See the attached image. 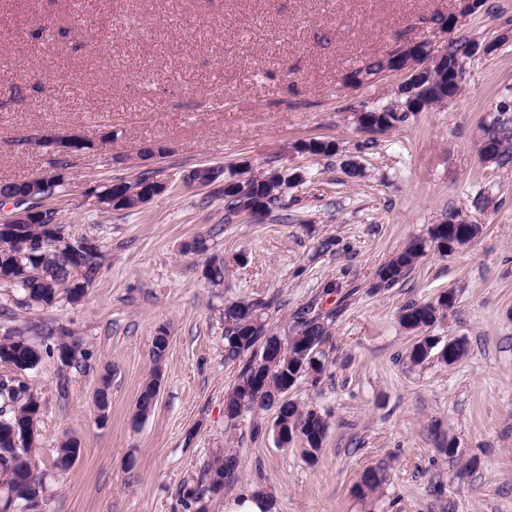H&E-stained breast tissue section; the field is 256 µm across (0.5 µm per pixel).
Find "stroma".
I'll list each match as a JSON object with an SVG mask.
<instances>
[{
  "label": "stroma",
  "mask_w": 512,
  "mask_h": 512,
  "mask_svg": "<svg viewBox=\"0 0 512 512\" xmlns=\"http://www.w3.org/2000/svg\"><path fill=\"white\" fill-rule=\"evenodd\" d=\"M437 14L455 17L451 32L431 24ZM452 38L495 49L466 61L451 102L363 132L358 112L394 102L402 77L353 87L347 72L403 43L440 50ZM510 94L512 0L474 11L463 0H0V183L47 168L41 136L89 139L49 204L71 238L104 253L79 303L28 309L17 289L0 288V337L42 347L46 325L88 353L79 368L47 356L19 374L0 363V378L19 376L41 403L37 468L52 469L64 437L81 444L43 512H186L182 487L225 453L238 472L206 494L207 512L246 492L265 496L269 512H512V165L481 156L492 109ZM312 138L335 140L337 154L298 153ZM147 147L156 157H143ZM201 165L298 177L271 214L229 218L223 182L183 183ZM145 170L168 188L138 210L104 213L87 193ZM455 215L480 234L448 255L426 247L403 280L380 285L395 253ZM198 236L207 251L186 252ZM214 258L219 288L204 277ZM446 291L453 308L424 333L466 353L412 365L416 334L400 312ZM234 301L259 304L267 332L284 339L302 310L322 315L324 370L287 394L329 424L316 463L302 443L278 445L275 408L227 420L242 367L224 358ZM161 329L158 401L136 426ZM371 468L384 481L361 489Z\"/></svg>",
  "instance_id": "1"
}]
</instances>
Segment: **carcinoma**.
<instances>
[{
    "instance_id": "cac0c4a2",
    "label": "carcinoma",
    "mask_w": 512,
    "mask_h": 512,
    "mask_svg": "<svg viewBox=\"0 0 512 512\" xmlns=\"http://www.w3.org/2000/svg\"><path fill=\"white\" fill-rule=\"evenodd\" d=\"M476 55L474 43L467 40H453L448 44L446 57L439 65L440 79L432 88L433 104L445 103L454 98L460 89L463 63ZM390 69V58L385 55L361 67L353 69V76L361 78V83H370ZM495 111L498 117L484 129L487 155L495 159L499 166L512 163V100H500ZM416 112L409 95L404 94L395 106L374 107L367 114L376 123H403ZM300 150L313 156H332L337 152L336 141L332 139H312L299 143ZM154 172L140 173L132 181L120 180L112 188L115 211H132L139 208L133 194H147L153 190ZM286 178L278 174L271 178L259 174L244 185L231 184L224 191V209L236 213L247 206H259L266 211L279 204L281 187ZM10 234L32 245V249L18 248L12 244L0 245V286L18 288L22 292L21 304L27 307H50L64 297L70 302L80 301L87 293L103 264L100 246L93 245L75 260L68 255V236L62 225H49L43 221L30 224H6L0 231ZM441 252L448 243V225L438 224L429 232V241L416 240L394 254L379 272V281L388 286L402 279L417 262L426 243ZM83 264L85 273L77 278L73 265ZM448 310V293L438 296L435 303L410 304L400 314V322L409 329L430 327L445 315ZM327 327L319 318L302 319L297 322L292 336L283 341L269 334L260 321L259 307L253 302L237 301L224 305V348L225 358L234 360L251 351L253 357L243 365L238 382L224 401V413L229 419L261 402L278 405L276 424L286 435L303 442L304 454L315 458L326 437L328 424L322 414L312 408L302 409L295 402L284 399V388L295 384L300 378L318 375L323 364L302 367L300 344L308 338H318L324 342ZM277 346L280 351L273 357L265 354L269 348ZM440 351L439 342L425 336L413 345L409 360L414 365L424 363ZM55 355L70 367L85 362L87 352L82 342L69 334H61L57 343L44 350L23 336H5L0 340V363L25 371L36 367L43 355ZM268 379V390L258 394L256 380ZM153 380L143 384L138 400L135 418H146L155 408L153 400ZM40 417V404L23 382L13 378H0V512L10 506L20 507L30 498L44 495L48 481L44 472L36 469L34 452L37 445L24 443L15 447L9 442L13 431L23 433L36 429ZM77 440L67 438L60 442L53 466L63 474L72 466V457ZM238 460L233 455H222L209 463L204 474L206 490L216 493L232 480L238 470Z\"/></svg>"
}]
</instances>
